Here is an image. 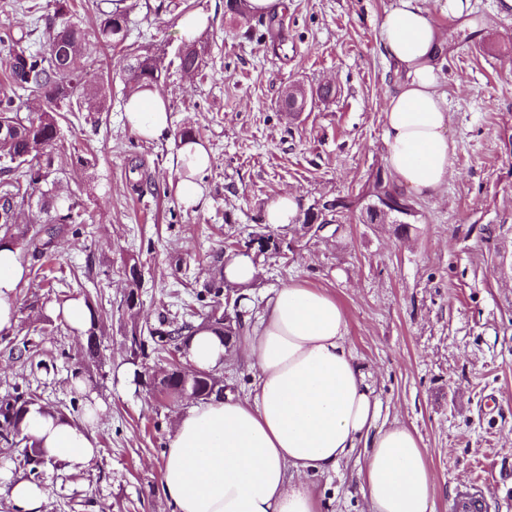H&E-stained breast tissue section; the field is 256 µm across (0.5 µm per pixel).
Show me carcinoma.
<instances>
[{"instance_id": "1", "label": "carcinoma", "mask_w": 512, "mask_h": 512, "mask_svg": "<svg viewBox=\"0 0 512 512\" xmlns=\"http://www.w3.org/2000/svg\"><path fill=\"white\" fill-rule=\"evenodd\" d=\"M40 20L49 29L48 45L37 49L31 44L33 31L15 34L6 31L0 35V46L6 51L5 72L10 83L39 102L36 112L21 115L11 96L0 98V157L5 159L0 173V213L7 218L0 220V237L16 241L25 240L26 252L32 255L43 254L53 246L52 239L41 237V228L32 234L16 232V224L22 206L38 198L39 210L43 216L35 220L41 224L84 223L83 214L77 202L70 200L60 204L56 198V182L51 180L54 172L55 151L61 144V129L57 115L72 112L81 107L83 100L106 98L105 87L89 78L88 72L78 61V54H70L67 48L77 44L92 54L97 50L118 46L125 42L128 35L127 9L119 6V0H100L98 19L95 26L87 28L78 18L73 0H54V14L42 15ZM178 67L181 70L199 71L204 66V57L196 42H183L176 52ZM164 71L162 58L152 54L134 57L128 65L130 90L137 88H155L160 83ZM404 200L391 181L376 178L368 183L358 196L342 198L339 210L331 214L329 223L346 224L354 210L361 209L365 221L372 224L385 219L373 205L384 201ZM238 253L250 254L254 260L268 254L283 253L281 239L269 230L268 226L258 227L248 240L238 245ZM135 265H130L129 277L131 289L124 299L127 311L136 315L138 305V283ZM226 284L219 277L207 285V293L214 298L204 313L202 324L215 333L219 339H230L248 331L255 322L252 309L233 303V313L224 320L225 309L220 297L224 295ZM173 329L155 327L144 335L134 330L129 338L131 353L134 357L148 356L166 352L173 348L180 352L195 332L190 318ZM182 367L172 363L168 371L153 384L155 393L165 399H186L207 401L224 394V385L217 376L204 369L198 370L193 384L184 388ZM34 405L32 395L15 393L0 400V444L5 448L24 446L23 465L29 467L28 475L37 476L38 468L45 463V457L36 441L23 433L22 422L30 406Z\"/></svg>"}]
</instances>
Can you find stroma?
Listing matches in <instances>:
<instances>
[{
	"mask_svg": "<svg viewBox=\"0 0 512 512\" xmlns=\"http://www.w3.org/2000/svg\"><path fill=\"white\" fill-rule=\"evenodd\" d=\"M129 0L124 45L84 58L108 85L104 108L60 119L64 146L54 177L78 200L80 233L60 226L50 253L27 258L16 294L18 319L0 332V399L32 392L39 405L80 418L91 399L103 410L100 446L87 468L40 469L47 512H175L161 484L167 437L183 401L166 400L129 380L156 370L136 359L133 328L181 320L198 307L235 241L247 238L276 195L301 208L361 193L386 168L383 112L398 76L380 47L385 14L399 0H286L276 22L285 42L246 36L224 0ZM420 0L446 45L439 85L448 97L454 173L434 197H415L409 228L351 219L340 230L279 229L286 255L261 263L247 305L293 280L335 295L347 312L348 347L381 407L379 425L400 421L420 439L435 482L432 512H454L466 485L485 492L484 512H512V8L468 0ZM210 17L200 44L206 66L188 75L174 63L186 12ZM167 62L159 90L169 102L168 137L145 141L123 117L132 55ZM322 83L334 98L306 111H282L289 86ZM197 132L211 154L203 173L206 204L185 208L170 165L177 135ZM141 271V308L123 299L125 268ZM65 279V296L99 310V350L45 315L61 297L34 275ZM81 372L85 389L71 383ZM225 393L252 397L256 369L233 352L219 372ZM365 448L336 469L309 472L319 512H368L359 472Z\"/></svg>",
	"mask_w": 512,
	"mask_h": 512,
	"instance_id": "1",
	"label": "stroma"
}]
</instances>
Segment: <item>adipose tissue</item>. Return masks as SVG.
<instances>
[{
	"instance_id": "adipose-tissue-1",
	"label": "adipose tissue",
	"mask_w": 512,
	"mask_h": 512,
	"mask_svg": "<svg viewBox=\"0 0 512 512\" xmlns=\"http://www.w3.org/2000/svg\"><path fill=\"white\" fill-rule=\"evenodd\" d=\"M444 40L417 0H400L381 26L384 54L405 74L383 112L387 163L394 180L416 194L440 193L454 172L448 99L438 89L437 50ZM125 124L138 137H166L171 117L154 89L131 94ZM176 194L188 208L205 203L200 174L210 153L200 140L172 157ZM26 269L10 240L0 241V331L17 321L15 297ZM348 321L326 290L292 281L279 288L260 322L238 345L258 375L253 399L211 400L183 408L167 437L161 482L177 512H319L304 479L347 458L361 441L360 471L369 512H431L435 483L416 435L400 421L376 428L379 408L347 348ZM228 348L201 329L186 348L190 368L219 371ZM98 420L32 407L22 428L65 470L97 454Z\"/></svg>"
}]
</instances>
